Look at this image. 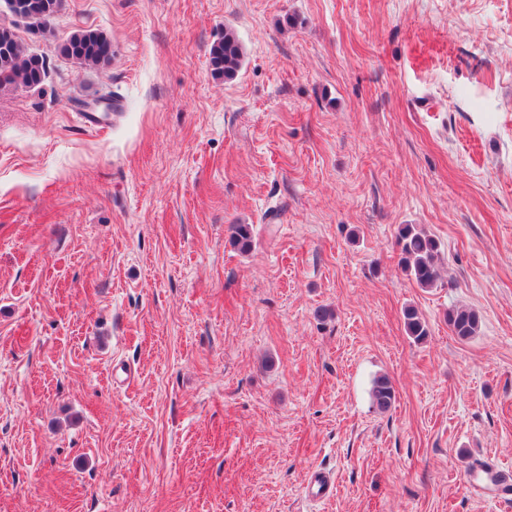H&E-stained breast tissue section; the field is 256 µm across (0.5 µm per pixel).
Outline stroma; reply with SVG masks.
I'll use <instances>...</instances> for the list:
<instances>
[{"mask_svg": "<svg viewBox=\"0 0 512 512\" xmlns=\"http://www.w3.org/2000/svg\"><path fill=\"white\" fill-rule=\"evenodd\" d=\"M0 25L47 65L0 88V512H512L485 479L512 467V0H64L45 34L0 0ZM88 26L108 66L58 54ZM209 56L215 74L231 80L240 68L244 48L237 34L232 29L225 28L224 37L212 44ZM397 244L401 269L420 287H433L440 278L439 242L415 224H404L399 229ZM402 315L408 335L412 336L415 342L424 341L428 336V329L417 310L408 306L404 308ZM479 316L468 308H457L448 312V325L459 340H468L474 336L479 326ZM371 398L379 411L383 412L391 407L395 401V389L388 377L379 376L373 381ZM334 489V479L322 471H314L310 475L306 486L308 496L319 500H324L331 497Z\"/></svg>", "mask_w": 512, "mask_h": 512, "instance_id": "35a3bbf8", "label": "stroma"}]
</instances>
